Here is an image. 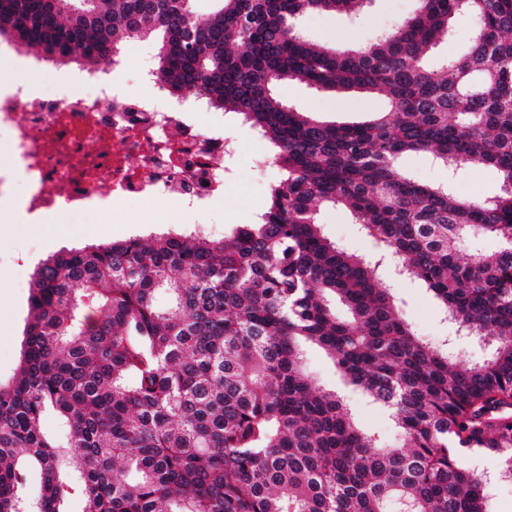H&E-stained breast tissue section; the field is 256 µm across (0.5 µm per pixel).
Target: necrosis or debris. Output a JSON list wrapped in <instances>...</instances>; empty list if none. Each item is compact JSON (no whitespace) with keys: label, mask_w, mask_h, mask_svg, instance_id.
I'll return each mask as SVG.
<instances>
[{"label":"necrosis or debris","mask_w":512,"mask_h":512,"mask_svg":"<svg viewBox=\"0 0 512 512\" xmlns=\"http://www.w3.org/2000/svg\"><path fill=\"white\" fill-rule=\"evenodd\" d=\"M139 91L121 71H82L50 93L35 89L34 74L0 91V182L22 185L27 216L65 210L81 214L109 184L114 196L149 201L175 198L181 213L203 210L224 193L222 161L233 143L221 129H205L206 105L174 97L136 62Z\"/></svg>","instance_id":"1"}]
</instances>
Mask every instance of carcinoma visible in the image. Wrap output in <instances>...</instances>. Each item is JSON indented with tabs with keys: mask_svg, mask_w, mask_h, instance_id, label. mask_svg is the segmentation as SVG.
<instances>
[{
	"mask_svg": "<svg viewBox=\"0 0 512 512\" xmlns=\"http://www.w3.org/2000/svg\"><path fill=\"white\" fill-rule=\"evenodd\" d=\"M194 2L0 0V45L48 61L89 70L152 39L168 92L240 115L280 170L259 220L220 240L173 229L38 263L19 366L0 382V512H66L76 496L84 512H490L467 456L512 478V0H418L344 51L299 21L367 0H212L205 18ZM460 15L476 20L468 50L427 66ZM288 81L380 92L387 108L322 121L279 96ZM408 152L490 167L498 192L414 181L397 167ZM323 207L347 211L459 334L492 338L491 356L467 366L417 336L379 259L324 235ZM307 345L388 413L399 447L312 386ZM48 414L63 440L41 431Z\"/></svg>",
	"mask_w": 512,
	"mask_h": 512,
	"instance_id": "1",
	"label": "carcinoma"
}]
</instances>
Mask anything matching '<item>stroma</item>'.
Returning a JSON list of instances; mask_svg holds the SVG:
<instances>
[{"instance_id":"obj_1","label":"stroma","mask_w":512,"mask_h":512,"mask_svg":"<svg viewBox=\"0 0 512 512\" xmlns=\"http://www.w3.org/2000/svg\"><path fill=\"white\" fill-rule=\"evenodd\" d=\"M417 0H371L356 16L343 13L313 12L301 20L303 35L316 43L337 49L359 46L379 32L392 29L417 8ZM46 67L39 79L42 90H52L58 81L76 71V64L47 62L34 51L16 52L0 46V81L22 72L28 65ZM280 95L299 110L323 121L362 122L383 111L385 99L373 93L327 95L298 82L282 84ZM224 134L237 140L240 151L227 158V191L223 199L211 203L205 219L224 222L225 226L250 224L266 207L268 190L278 178L275 166L266 162L270 154L268 141L249 125L225 117ZM401 170L416 181L427 184L452 183L462 198L486 197L498 189L495 172L489 168H463L448 174L431 154L412 153L399 161ZM16 204L0 207V260L21 257L24 267L0 274V378L13 377L17 368L23 329L29 315V296L35 265L49 255L64 249L88 244L121 241L132 237L150 238L167 232V219L177 217L176 201L160 203L114 201L109 216L90 213L71 218L58 213L39 224H29L16 215ZM320 222L327 236L346 251L370 257L374 243L364 237L357 224L341 209L321 212ZM382 278L392 286V293L405 317L424 339L438 343L454 342L459 358L466 364L483 362L490 353L484 342L455 333L446 321L431 293L415 282L394 278L390 269H383ZM303 367L315 386L342 388L344 396L359 424L374 434L381 443L394 446L399 433L388 414L376 407L360 391L343 387L332 363L316 347L304 349Z\"/></svg>"}]
</instances>
